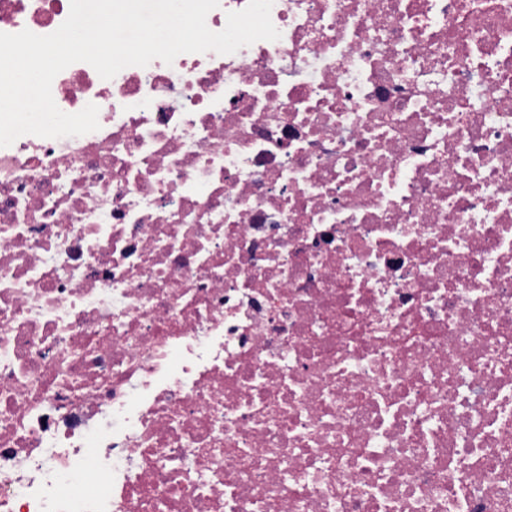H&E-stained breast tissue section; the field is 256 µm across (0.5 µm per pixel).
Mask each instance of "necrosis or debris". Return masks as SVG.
<instances>
[{"label": "necrosis or debris", "instance_id": "necrosis-or-debris-1", "mask_svg": "<svg viewBox=\"0 0 512 512\" xmlns=\"http://www.w3.org/2000/svg\"><path fill=\"white\" fill-rule=\"evenodd\" d=\"M270 16L0 147V512H512V0Z\"/></svg>", "mask_w": 512, "mask_h": 512}]
</instances>
